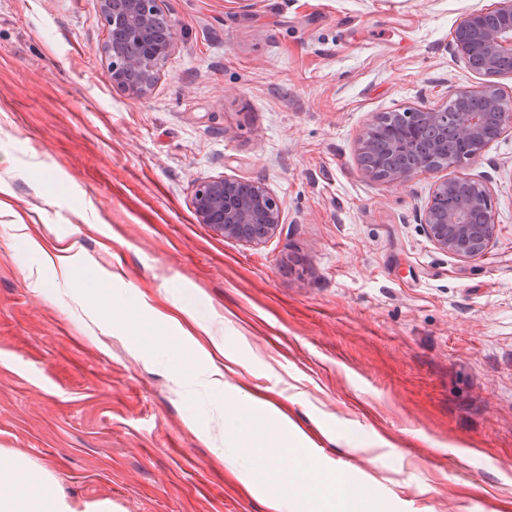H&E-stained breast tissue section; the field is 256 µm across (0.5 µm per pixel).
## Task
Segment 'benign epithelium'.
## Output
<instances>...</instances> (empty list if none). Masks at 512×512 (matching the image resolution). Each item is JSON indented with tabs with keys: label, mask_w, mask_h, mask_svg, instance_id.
<instances>
[{
	"label": "benign epithelium",
	"mask_w": 512,
	"mask_h": 512,
	"mask_svg": "<svg viewBox=\"0 0 512 512\" xmlns=\"http://www.w3.org/2000/svg\"><path fill=\"white\" fill-rule=\"evenodd\" d=\"M106 30L102 51L112 84L134 98L149 93L163 71L175 42V23L164 14L161 0H99ZM486 13L466 17L457 27L453 54L473 71L512 76L500 60L512 57V25L485 21ZM404 125L398 146L418 155L411 167H393L384 180L403 185L421 172H437L481 155L487 131H512V113L493 84L479 89L451 88L445 105L410 108L396 113ZM466 193L448 208L444 182L435 185L420 222L434 244L453 256L473 260L483 256L495 235L489 211L490 191L477 178L462 177ZM193 208L198 223L247 245H260L281 226V206L259 181L218 176L196 186Z\"/></svg>",
	"instance_id": "7a95c632"
}]
</instances>
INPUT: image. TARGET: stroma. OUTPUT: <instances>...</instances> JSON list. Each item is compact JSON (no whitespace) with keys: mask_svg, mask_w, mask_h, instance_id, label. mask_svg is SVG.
Returning a JSON list of instances; mask_svg holds the SVG:
<instances>
[{"mask_svg":"<svg viewBox=\"0 0 512 512\" xmlns=\"http://www.w3.org/2000/svg\"><path fill=\"white\" fill-rule=\"evenodd\" d=\"M497 5L163 0L175 48L135 99L108 77L97 0H0V449L120 512H271L266 475L217 427L240 393L384 512H512V132L400 186L359 162L376 116L449 87L493 82L512 102V77L450 49ZM218 176L265 183L280 230L250 246L198 223L195 187ZM457 176L490 189L475 260L419 222ZM69 244L75 279L39 269ZM92 269L160 320L134 340L105 304L75 305ZM183 306L196 343H155ZM216 343L223 392L186 393L180 356Z\"/></svg>","mask_w":512,"mask_h":512,"instance_id":"35a3bbf8","label":"stroma"}]
</instances>
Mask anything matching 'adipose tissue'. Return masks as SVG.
<instances>
[{
	"mask_svg": "<svg viewBox=\"0 0 512 512\" xmlns=\"http://www.w3.org/2000/svg\"><path fill=\"white\" fill-rule=\"evenodd\" d=\"M253 454L279 486L276 512L283 507L308 504L307 512H322L320 498L331 502L329 512H371L374 501L368 486L344 471L311 465L300 441L274 448H257ZM111 499L70 501L59 480L50 472L0 450V512H113Z\"/></svg>",
	"mask_w": 512,
	"mask_h": 512,
	"instance_id": "ef3b65f1",
	"label": "adipose tissue"
}]
</instances>
